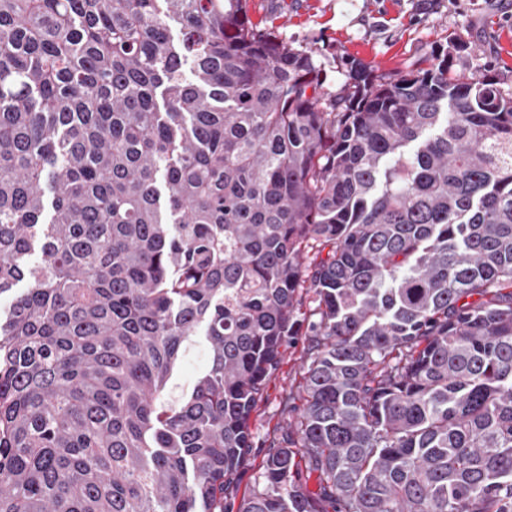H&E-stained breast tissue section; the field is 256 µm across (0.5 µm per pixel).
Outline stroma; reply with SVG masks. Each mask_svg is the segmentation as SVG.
Segmentation results:
<instances>
[{
    "label": "stroma",
    "mask_w": 512,
    "mask_h": 512,
    "mask_svg": "<svg viewBox=\"0 0 512 512\" xmlns=\"http://www.w3.org/2000/svg\"><path fill=\"white\" fill-rule=\"evenodd\" d=\"M247 7L260 28L311 51L335 94L343 92L351 63L363 62L378 75L408 71L454 39L469 45L455 60L456 73L492 68L512 88V0H247ZM307 348L306 337H293L251 415L255 446L238 495L258 485L269 446L287 423L280 400L303 375Z\"/></svg>",
    "instance_id": "obj_1"
}]
</instances>
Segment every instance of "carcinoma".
I'll return each instance as SVG.
<instances>
[{
	"label": "carcinoma",
	"mask_w": 512,
	"mask_h": 512,
	"mask_svg": "<svg viewBox=\"0 0 512 512\" xmlns=\"http://www.w3.org/2000/svg\"><path fill=\"white\" fill-rule=\"evenodd\" d=\"M464 49L336 95L243 0H0V512H512V93ZM307 348V336L293 337L279 369L268 382L262 400L251 415L250 429L255 436L256 448H253L249 462L238 479L236 505L244 495L247 496L258 486L269 446L286 426L287 416L282 412L280 400L286 392L296 391L308 362ZM205 366L204 350L192 348L169 381L166 398L170 401L181 399L191 388Z\"/></svg>",
	"instance_id": "cac0c4a2"
}]
</instances>
